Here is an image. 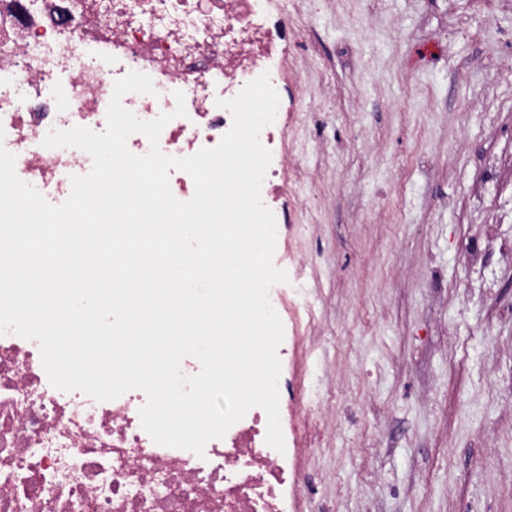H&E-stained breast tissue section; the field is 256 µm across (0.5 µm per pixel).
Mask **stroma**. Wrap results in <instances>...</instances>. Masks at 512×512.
Masks as SVG:
<instances>
[{
  "label": "stroma",
  "mask_w": 512,
  "mask_h": 512,
  "mask_svg": "<svg viewBox=\"0 0 512 512\" xmlns=\"http://www.w3.org/2000/svg\"><path fill=\"white\" fill-rule=\"evenodd\" d=\"M299 512H512V0H274Z\"/></svg>",
  "instance_id": "35a3bbf8"
}]
</instances>
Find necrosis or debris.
<instances>
[{
	"label": "necrosis or debris",
	"mask_w": 512,
	"mask_h": 512,
	"mask_svg": "<svg viewBox=\"0 0 512 512\" xmlns=\"http://www.w3.org/2000/svg\"><path fill=\"white\" fill-rule=\"evenodd\" d=\"M286 26L268 0H0V143L15 171L51 204L88 174L84 150L48 148L53 129L101 132L117 79L149 75L156 95L123 106L150 121L185 96V116L162 130L163 153L212 148L232 126L218 102L269 74L279 98ZM288 114L260 133L272 160L261 200L288 228L280 180ZM143 391L99 402L54 388L36 341L0 335V512H296L300 437L284 451L265 442L267 415L251 408L203 455L154 443L141 426Z\"/></svg>",
	"instance_id": "1"
}]
</instances>
